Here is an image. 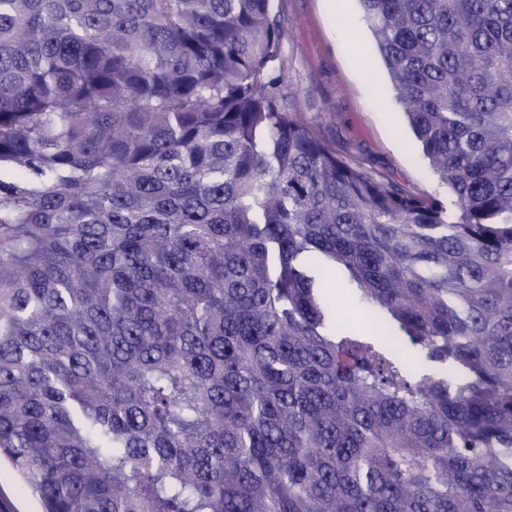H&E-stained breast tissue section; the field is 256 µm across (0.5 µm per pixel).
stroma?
<instances>
[{
  "mask_svg": "<svg viewBox=\"0 0 512 512\" xmlns=\"http://www.w3.org/2000/svg\"><path fill=\"white\" fill-rule=\"evenodd\" d=\"M272 9L283 25L273 73L281 104L353 166L455 211L453 195L383 90L385 73L358 0L339 10L331 0H273Z\"/></svg>",
  "mask_w": 512,
  "mask_h": 512,
  "instance_id": "stroma-1",
  "label": "stroma"
}]
</instances>
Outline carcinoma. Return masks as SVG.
Returning a JSON list of instances; mask_svg holds the SVG:
<instances>
[{
    "instance_id": "1",
    "label": "carcinoma",
    "mask_w": 512,
    "mask_h": 512,
    "mask_svg": "<svg viewBox=\"0 0 512 512\" xmlns=\"http://www.w3.org/2000/svg\"><path fill=\"white\" fill-rule=\"evenodd\" d=\"M359 2L453 213L278 104L272 0H0V456L42 512H512V0ZM324 280L327 288L323 289V293L331 296L333 303L336 302V293L351 294L348 277L344 271L335 268L328 269L324 273Z\"/></svg>"
}]
</instances>
